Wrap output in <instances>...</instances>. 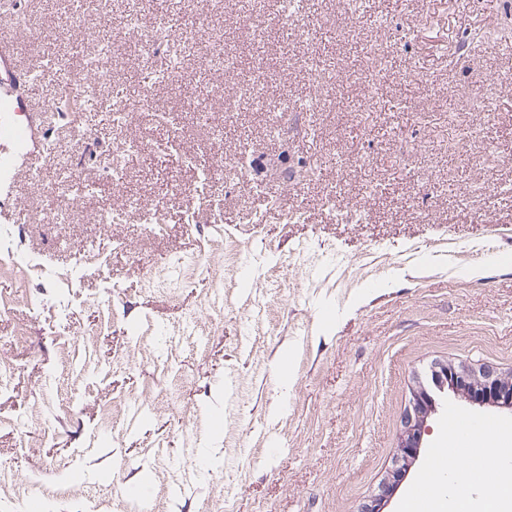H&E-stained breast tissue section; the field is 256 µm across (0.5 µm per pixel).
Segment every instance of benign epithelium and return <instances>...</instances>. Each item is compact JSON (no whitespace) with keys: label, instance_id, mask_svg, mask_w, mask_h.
I'll list each match as a JSON object with an SVG mask.
<instances>
[{"label":"benign epithelium","instance_id":"7a95c632","mask_svg":"<svg viewBox=\"0 0 512 512\" xmlns=\"http://www.w3.org/2000/svg\"><path fill=\"white\" fill-rule=\"evenodd\" d=\"M449 391L470 404L512 410V381L488 367L441 363L430 370V377L418 383L406 408L398 441L394 467L382 482L379 493L365 503L362 512H385L392 492L401 485L415 464L429 435L428 418L436 413L435 392Z\"/></svg>","mask_w":512,"mask_h":512}]
</instances>
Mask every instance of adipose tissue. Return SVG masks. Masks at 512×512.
<instances>
[{"instance_id": "ef3b65f1", "label": "adipose tissue", "mask_w": 512, "mask_h": 512, "mask_svg": "<svg viewBox=\"0 0 512 512\" xmlns=\"http://www.w3.org/2000/svg\"><path fill=\"white\" fill-rule=\"evenodd\" d=\"M433 512H512V465L498 462L492 484L448 482L433 504Z\"/></svg>"}]
</instances>
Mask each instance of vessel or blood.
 Returning a JSON list of instances; mask_svg holds the SVG:
<instances>
[{"label": "vessel or blood", "instance_id": "1", "mask_svg": "<svg viewBox=\"0 0 512 512\" xmlns=\"http://www.w3.org/2000/svg\"><path fill=\"white\" fill-rule=\"evenodd\" d=\"M20 55L16 41L0 27V231L20 221V175L37 172L47 158L43 136L50 128L48 113L33 100L30 70L23 66ZM492 429L489 423L450 416L446 425L448 448L430 456L426 477L408 495L407 512H429L448 474V449L466 447Z\"/></svg>", "mask_w": 512, "mask_h": 512}]
</instances>
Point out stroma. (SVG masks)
Wrapping results in <instances>:
<instances>
[{"label": "stroma", "mask_w": 512, "mask_h": 512, "mask_svg": "<svg viewBox=\"0 0 512 512\" xmlns=\"http://www.w3.org/2000/svg\"><path fill=\"white\" fill-rule=\"evenodd\" d=\"M317 23L304 37L278 23L280 0H222L205 27L183 32L196 0H145L148 23L172 27L184 56L176 94L160 91L155 122L133 113L124 136L145 140L122 182L97 181L89 200L72 189L45 198L40 175L22 176L18 205L29 247L45 271L87 264L73 287L57 282L43 304L22 297L23 276L0 273V512H25L30 497L57 512H360L390 471L400 421L417 378L453 362L512 372V51L484 45L462 59L463 36L492 26L512 0H300ZM126 0H32L15 37L26 63L68 56L66 19L83 13L89 56L120 27ZM265 19L257 54L276 60V80L246 91L204 60L207 31L237 48L242 22ZM349 30L348 39L336 36ZM384 48L383 82L366 86L367 48ZM335 65L327 109L307 112L291 159L315 169L282 187L270 174L279 113L289 92L307 103L315 54ZM114 85L134 98L147 56L112 55ZM114 85L98 93L113 100ZM496 89L492 112H474L476 90ZM222 127L221 146L199 109ZM178 134L179 149L167 148ZM409 169L393 168L400 143ZM249 149L245 185L232 187V158ZM224 203L220 224L185 223L176 191L199 168ZM334 196L335 213L325 208ZM161 204L162 234L137 218L102 224L127 199ZM64 209V223L47 222ZM141 346L128 359L131 346ZM153 409L131 416L137 396ZM111 418H104V409ZM512 424V411L444 396L428 420L420 457L388 504L409 491L439 447L449 413ZM193 420L187 437L184 420ZM213 472H193L198 459ZM80 484L84 498L65 491Z\"/></svg>", "instance_id": "1"}]
</instances>
